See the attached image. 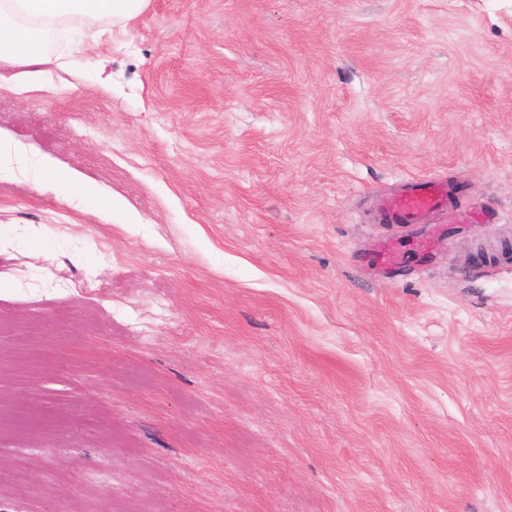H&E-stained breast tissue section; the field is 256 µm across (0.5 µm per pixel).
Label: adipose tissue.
<instances>
[{"mask_svg":"<svg viewBox=\"0 0 512 512\" xmlns=\"http://www.w3.org/2000/svg\"><path fill=\"white\" fill-rule=\"evenodd\" d=\"M147 0H0V62L19 66L13 77L25 90L42 89L48 82L44 69L46 43L58 23L81 16L129 20L145 8ZM37 180L51 182L62 197L81 198L91 208L111 211V197L100 196L73 174L59 171L47 159L32 164Z\"/></svg>","mask_w":512,"mask_h":512,"instance_id":"obj_1","label":"adipose tissue"}]
</instances>
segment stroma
<instances>
[{
	"mask_svg": "<svg viewBox=\"0 0 512 512\" xmlns=\"http://www.w3.org/2000/svg\"><path fill=\"white\" fill-rule=\"evenodd\" d=\"M47 52L0 140L119 205L0 179V512H512V0H148ZM428 179L487 222L364 275Z\"/></svg>",
	"mask_w": 512,
	"mask_h": 512,
	"instance_id": "obj_1",
	"label": "stroma"
}]
</instances>
